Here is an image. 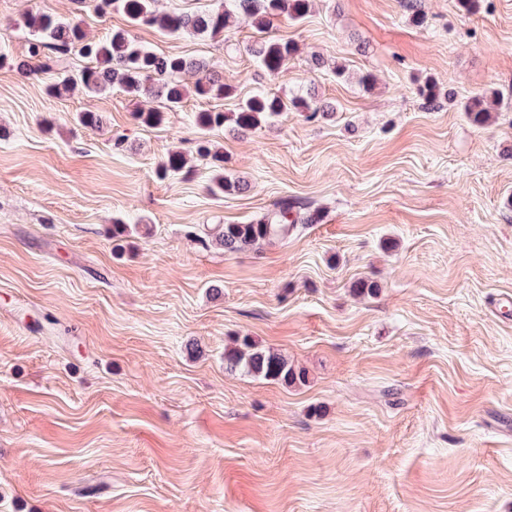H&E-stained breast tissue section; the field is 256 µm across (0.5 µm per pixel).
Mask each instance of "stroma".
<instances>
[{"label": "stroma", "instance_id": "obj_1", "mask_svg": "<svg viewBox=\"0 0 512 512\" xmlns=\"http://www.w3.org/2000/svg\"><path fill=\"white\" fill-rule=\"evenodd\" d=\"M37 9L94 39L131 29L237 94L146 127L151 99L51 98L57 70L0 65V512H512V0H313L265 33L299 48L274 79L247 16L169 36L80 0H0V55L27 58ZM263 91L336 111L196 127ZM493 91L508 106L473 125L459 103ZM204 136L247 190L210 193ZM174 153L185 168L159 176ZM285 199L317 223L240 252L198 241ZM243 336L306 384L227 371Z\"/></svg>", "mask_w": 512, "mask_h": 512}]
</instances>
